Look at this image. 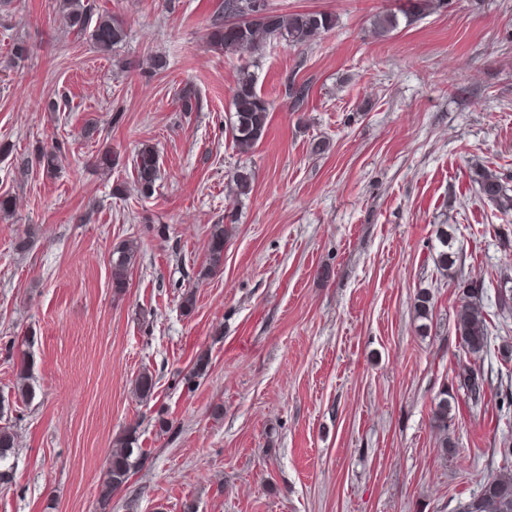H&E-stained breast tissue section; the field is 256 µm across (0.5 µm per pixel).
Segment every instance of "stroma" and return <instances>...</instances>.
I'll list each match as a JSON object with an SVG mask.
<instances>
[{"label":"stroma","instance_id":"1","mask_svg":"<svg viewBox=\"0 0 512 512\" xmlns=\"http://www.w3.org/2000/svg\"><path fill=\"white\" fill-rule=\"evenodd\" d=\"M93 2L124 23L112 52L67 29L56 0L0 11V194L17 203L0 220V397L16 436L0 512H99L113 443L132 429L140 465L112 512H456L512 447L499 406L512 317L498 305L512 212L470 179L480 163L512 185V0H448L385 37L373 16L410 0H269L338 24L249 58L210 39L224 0ZM19 41L30 54L13 65ZM245 66L270 112L243 154L227 117ZM294 83L310 87L298 111ZM55 144L53 174L22 166ZM145 145L161 171L148 197L133 178ZM241 169L252 188L237 197ZM228 214L210 274L208 232ZM441 224L457 276L485 285L490 336L474 362L455 327L461 291L436 264ZM133 239L119 291L112 249ZM202 354L210 369L189 381ZM468 364L484 378L477 405L460 386ZM144 370L149 401L132 393ZM444 387L456 396L445 453L431 416Z\"/></svg>","mask_w":512,"mask_h":512}]
</instances>
